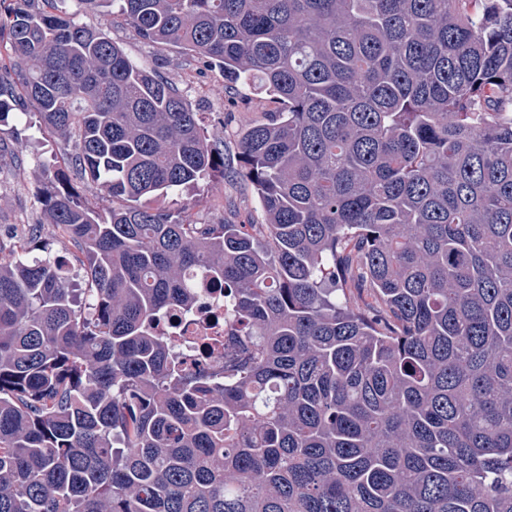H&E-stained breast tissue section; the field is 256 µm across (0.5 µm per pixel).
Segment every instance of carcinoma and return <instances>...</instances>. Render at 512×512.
I'll return each instance as SVG.
<instances>
[{
    "instance_id": "carcinoma-1",
    "label": "carcinoma",
    "mask_w": 512,
    "mask_h": 512,
    "mask_svg": "<svg viewBox=\"0 0 512 512\" xmlns=\"http://www.w3.org/2000/svg\"><path fill=\"white\" fill-rule=\"evenodd\" d=\"M0 0V119L71 147L0 257V512H512V0H112L282 111L231 177L263 224L139 204L224 172L187 96ZM223 291L212 362L160 323ZM38 233L31 239L30 247L36 249L31 255L42 256L46 246L52 256H60L63 259H71L72 248L68 240L63 237L54 224H41Z\"/></svg>"
}]
</instances>
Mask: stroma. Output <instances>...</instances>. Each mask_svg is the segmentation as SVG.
I'll return each mask as SVG.
<instances>
[{
    "instance_id": "stroma-1",
    "label": "stroma",
    "mask_w": 512,
    "mask_h": 512,
    "mask_svg": "<svg viewBox=\"0 0 512 512\" xmlns=\"http://www.w3.org/2000/svg\"><path fill=\"white\" fill-rule=\"evenodd\" d=\"M69 9L81 25L101 27L137 62L159 63L160 75L182 91L199 112L210 140L218 143L225 163L238 162L240 130L269 119L280 105L264 94L237 90L219 67H204L181 48H159L144 41L123 18L113 13L110 0L87 8L70 0ZM68 171L67 147L62 139L41 128L36 114L18 113L0 127V242L27 236L29 224L39 223L30 245L70 259L72 248L52 224L41 223L42 199ZM165 203L183 209L199 224L263 223L254 191L240 181L214 176L211 181L170 194Z\"/></svg>"
}]
</instances>
